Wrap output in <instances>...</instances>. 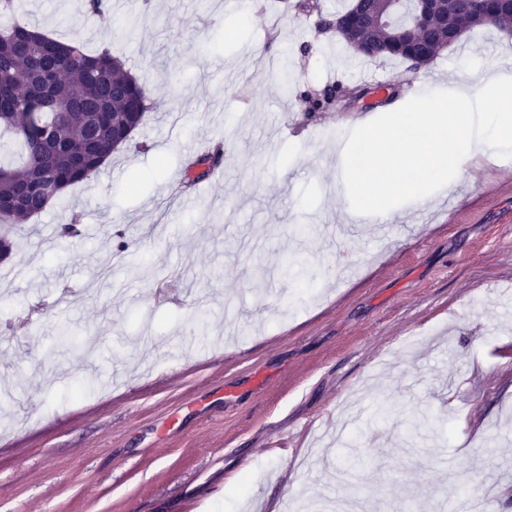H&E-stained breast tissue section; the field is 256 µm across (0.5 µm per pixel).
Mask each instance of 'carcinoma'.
Segmentation results:
<instances>
[{
    "instance_id": "obj_1",
    "label": "carcinoma",
    "mask_w": 512,
    "mask_h": 512,
    "mask_svg": "<svg viewBox=\"0 0 512 512\" xmlns=\"http://www.w3.org/2000/svg\"><path fill=\"white\" fill-rule=\"evenodd\" d=\"M293 7L300 13L317 14L321 26L339 25L340 38L352 46L353 34L348 28L351 9L336 12L331 20L323 17L317 0H297ZM417 11L416 0L393 3L392 26L403 30V42L393 43L388 31L378 29L373 36L374 50L363 57L394 60L409 69L424 70L437 58L438 50L457 43L449 39L451 32L477 11L491 18L492 26L505 37L512 38V0H451L446 17L426 18L419 24L415 22ZM31 47L42 49L47 68L66 63L47 100L34 102L12 94L14 87L34 75ZM338 89V83L328 85L320 96L304 99V111H320ZM146 101L143 84L109 48L86 52L16 21L0 29V138L7 136L19 142L26 155L19 166L0 165V227L16 226L44 211L66 188L92 180L104 157L118 149V135L143 123ZM27 125L58 132L64 147L46 152L38 137L22 130ZM223 160V148L217 145L195 163L213 169ZM46 180L53 183L49 194L40 190Z\"/></svg>"
}]
</instances>
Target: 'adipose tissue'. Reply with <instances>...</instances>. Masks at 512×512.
<instances>
[{
  "instance_id": "obj_1",
  "label": "adipose tissue",
  "mask_w": 512,
  "mask_h": 512,
  "mask_svg": "<svg viewBox=\"0 0 512 512\" xmlns=\"http://www.w3.org/2000/svg\"><path fill=\"white\" fill-rule=\"evenodd\" d=\"M476 77V84H460L450 99L418 92L415 110L400 114L388 128L362 126L357 141L340 155L351 191L337 200L348 222L383 213L387 198L431 203L427 187L452 191L449 169L512 148V79L490 68Z\"/></svg>"
}]
</instances>
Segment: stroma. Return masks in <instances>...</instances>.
Listing matches in <instances>:
<instances>
[{
	"label": "stroma",
	"instance_id": "stroma-1",
	"mask_svg": "<svg viewBox=\"0 0 512 512\" xmlns=\"http://www.w3.org/2000/svg\"><path fill=\"white\" fill-rule=\"evenodd\" d=\"M15 0L18 20L109 47L150 105L119 150L9 234L0 262V512H512V151L451 201L345 223L329 153L424 76L354 55L284 0ZM135 34H128V26ZM431 87L512 56L468 32ZM386 72L385 102L312 117L303 94ZM427 73V74H428ZM222 143L223 179L172 193ZM137 173L136 187L128 176ZM80 235H63L71 216ZM358 256L336 272L337 245ZM375 449L342 478L351 447Z\"/></svg>",
	"mask_w": 512,
	"mask_h": 512
}]
</instances>
